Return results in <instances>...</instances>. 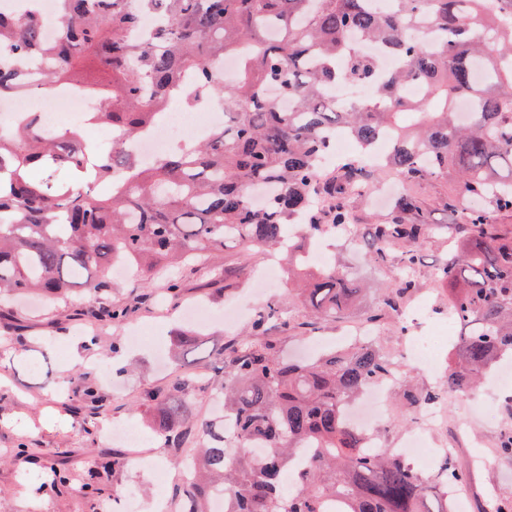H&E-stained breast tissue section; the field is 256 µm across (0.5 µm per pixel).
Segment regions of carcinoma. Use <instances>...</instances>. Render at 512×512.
<instances>
[{"instance_id":"cac0c4a2","label":"carcinoma","mask_w":512,"mask_h":512,"mask_svg":"<svg viewBox=\"0 0 512 512\" xmlns=\"http://www.w3.org/2000/svg\"><path fill=\"white\" fill-rule=\"evenodd\" d=\"M59 35L46 43L38 20L0 11V96L21 92L19 67L43 61L47 83L80 85L90 59L112 73L93 85L109 105L89 121L121 137L149 129L157 110L179 97L187 79L195 94L224 108V127L151 164L114 149L78 145V131L45 134L31 112L22 129L0 135V290L40 291L65 301L81 286L95 297L90 316L113 322L129 313L102 299L113 265L148 274L228 249L267 257L296 256L305 308L339 318L358 292L337 262L310 267L296 243L283 247L295 224L306 239L329 227L351 225L350 201L400 177L407 184L454 176L448 198L461 244L448 249L435 278L453 290L451 311L468 327L448 377L435 390L397 395L410 406L464 393L479 373L512 355V0H57ZM162 18L149 36L131 43L126 33L142 15ZM385 48L398 60L383 71L377 56L360 51L352 36ZM227 54L240 78L224 85L217 66ZM375 88L366 100H341L328 91L341 83ZM424 93L408 98L404 90ZM347 132L357 149L325 174L330 133ZM391 136L387 157L370 162L375 143ZM108 181L104 197L87 181ZM323 204L319 212L311 202ZM448 235L417 197L401 193L385 219L371 225L367 244L378 265L399 270L386 287L383 311L396 312L418 282L408 272L421 244ZM291 329L275 304L257 312L248 336L218 353L224 418L184 425L183 396L191 376L162 395L159 434L174 448L195 436L192 477L178 497L181 512H209L213 492L228 496L225 512H450V502L429 494L436 484L451 493L467 475L443 459L435 475L412 469L383 450L363 451L364 436L343 418V408L364 387L386 380L394 363L363 343L305 361L284 360L275 337ZM183 356L202 340L181 334ZM65 384L95 412L103 399L81 374ZM256 441L264 451L250 448ZM314 458L295 487L286 477L295 458ZM123 466L106 454L82 484L102 496V478ZM73 475L52 468L47 488L71 489Z\"/></svg>"}]
</instances>
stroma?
Listing matches in <instances>:
<instances>
[{
  "label": "stroma",
  "instance_id": "35a3bbf8",
  "mask_svg": "<svg viewBox=\"0 0 512 512\" xmlns=\"http://www.w3.org/2000/svg\"><path fill=\"white\" fill-rule=\"evenodd\" d=\"M352 210L358 220L353 244L346 247L329 241L328 253L340 259L349 277L363 285V292L341 318L308 326L301 299L291 285L273 289L270 298L280 314L303 326L301 333L280 336L279 351L296 358L307 345H341L344 322L370 319L375 329L373 343L400 364L402 374L420 390L437 387L443 373H423L402 361L397 350L399 317H374L381 306L379 287L387 282L388 274L371 260L365 232L367 222L383 216L385 209L356 198ZM447 250L444 239L429 241L420 249V263L413 275L429 311L426 318L412 323L413 334L448 323L451 291L434 277L435 266ZM222 266L231 275L232 287L213 279L209 269L193 265L158 269L146 278L134 273L113 282L108 301L131 307L122 323H96L84 316L88 297L79 292L68 302L44 301L36 309L24 298L0 301V512H106L115 496L126 493L139 498L142 512H152L157 493L175 499L182 485L174 474L177 453L154 430L156 409L144 402L143 395L150 389L171 386L186 371H195L200 380L184 398L186 423L191 426L210 416L219 379V362L212 352L243 333L247 320L230 329L219 323L204 328L209 357L194 362L178 360L170 347L184 327L182 314L187 306L202 300L221 311L246 302L264 263L230 251ZM174 278L181 283L175 299L166 292ZM72 373L83 374L103 396L98 414L88 416L75 410L74 400L61 389V378ZM477 394L480 401L476 404L457 394L447 395L440 407L443 424L439 439L453 443L454 465L469 474L466 512H495L497 506L512 504V455L495 448L502 430L512 427V375L489 370ZM124 423L144 434L146 441L141 447L113 444L111 430ZM22 447L35 455L51 449V463L77 474L87 472L90 462L109 452L126 456L128 464L112 473L98 501H88L76 489L34 502L24 497L22 486L40 481L41 474L17 461Z\"/></svg>",
  "mask_w": 512,
  "mask_h": 512
}]
</instances>
